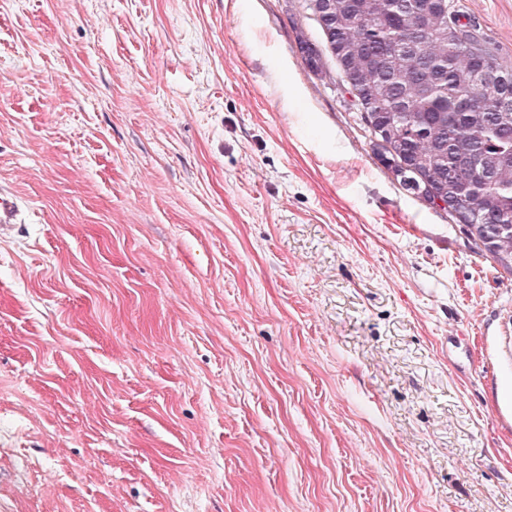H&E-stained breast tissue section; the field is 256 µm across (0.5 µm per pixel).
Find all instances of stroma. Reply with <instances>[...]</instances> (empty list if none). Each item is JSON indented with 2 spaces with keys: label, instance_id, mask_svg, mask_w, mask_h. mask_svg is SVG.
<instances>
[{
  "label": "stroma",
  "instance_id": "obj_1",
  "mask_svg": "<svg viewBox=\"0 0 512 512\" xmlns=\"http://www.w3.org/2000/svg\"><path fill=\"white\" fill-rule=\"evenodd\" d=\"M454 4L512 58V0ZM303 37L0 0V512H512V273ZM20 209V201L17 197L1 191L0 192V236L13 231L16 224L14 218Z\"/></svg>",
  "mask_w": 512,
  "mask_h": 512
}]
</instances>
